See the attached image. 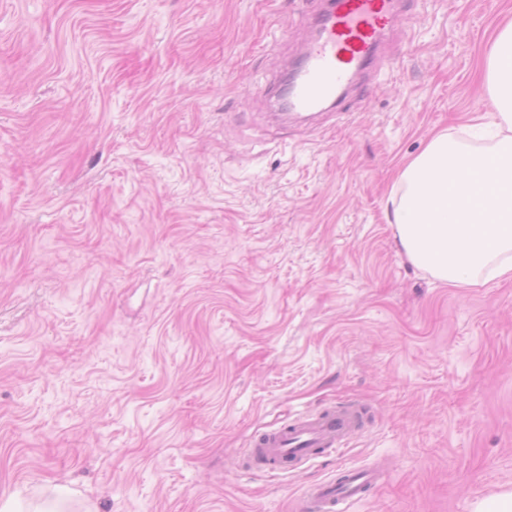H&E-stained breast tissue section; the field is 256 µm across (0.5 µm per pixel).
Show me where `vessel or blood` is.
Here are the masks:
<instances>
[{
    "mask_svg": "<svg viewBox=\"0 0 512 512\" xmlns=\"http://www.w3.org/2000/svg\"><path fill=\"white\" fill-rule=\"evenodd\" d=\"M400 0H327L314 19V35L302 53L288 93L292 112H318L338 106L355 75L372 68L381 42L394 24ZM360 427L357 412L339 408L317 417H301L260 435L251 459L281 467L299 463L345 445ZM382 477L375 468H348L339 481L311 486L303 512H348Z\"/></svg>",
    "mask_w": 512,
    "mask_h": 512,
    "instance_id": "1",
    "label": "vessel or blood"
}]
</instances>
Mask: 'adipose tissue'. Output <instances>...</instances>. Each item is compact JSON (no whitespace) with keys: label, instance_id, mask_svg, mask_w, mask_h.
Masks as SVG:
<instances>
[{"label":"adipose tissue","instance_id":"1","mask_svg":"<svg viewBox=\"0 0 512 512\" xmlns=\"http://www.w3.org/2000/svg\"><path fill=\"white\" fill-rule=\"evenodd\" d=\"M487 85L491 153L435 135L404 168L393 211L406 259L455 288L512 280V23L492 43Z\"/></svg>","mask_w":512,"mask_h":512}]
</instances>
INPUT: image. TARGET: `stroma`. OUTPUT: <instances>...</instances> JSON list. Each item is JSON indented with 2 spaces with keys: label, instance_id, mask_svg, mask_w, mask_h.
<instances>
[{
  "label": "stroma",
  "instance_id": "obj_1",
  "mask_svg": "<svg viewBox=\"0 0 512 512\" xmlns=\"http://www.w3.org/2000/svg\"><path fill=\"white\" fill-rule=\"evenodd\" d=\"M319 0H0V505L472 512L512 489V281L453 288L388 221L404 165L489 112L512 0H408L342 112L276 121ZM354 404L348 448L244 471ZM341 481H324L311 486L304 498V512H348L382 477L375 468H346Z\"/></svg>",
  "mask_w": 512,
  "mask_h": 512
}]
</instances>
